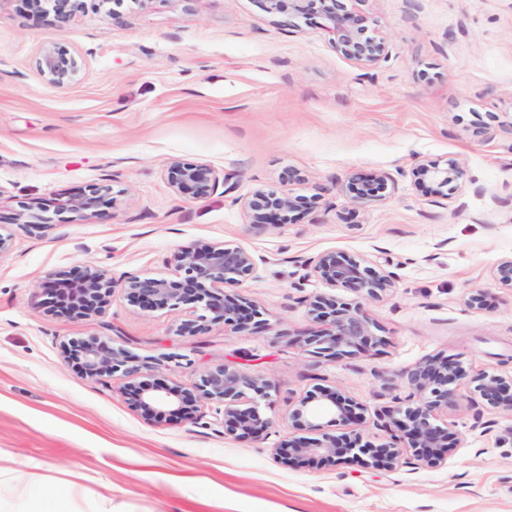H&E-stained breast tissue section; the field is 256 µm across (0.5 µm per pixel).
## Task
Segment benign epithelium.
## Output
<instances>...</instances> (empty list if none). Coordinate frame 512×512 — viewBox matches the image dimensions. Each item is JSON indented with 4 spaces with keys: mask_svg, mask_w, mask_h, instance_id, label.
<instances>
[{
    "mask_svg": "<svg viewBox=\"0 0 512 512\" xmlns=\"http://www.w3.org/2000/svg\"><path fill=\"white\" fill-rule=\"evenodd\" d=\"M269 9L280 11L285 5L304 15H314L322 20L321 29L330 36L336 51L364 64L380 60L385 44L366 36L365 27L353 5L361 0H268ZM42 77L50 84L59 85L74 80L80 72L79 61L67 57L56 49L42 51L38 63ZM412 174L420 181L428 180L436 186V192L464 181L465 170L450 160L440 167L434 163L419 162ZM167 181L176 193H190L195 199H203L225 185V177L206 163L173 161L167 167ZM382 179L362 180L352 186L356 203L380 200ZM101 188L90 193L68 197L58 204L61 210L85 211L95 216L93 208ZM315 204L312 199L294 196L288 191L256 192L244 203L249 224L254 229L266 230L275 221L286 220V214ZM181 274L175 279L156 278L147 274H124L118 278L108 276L107 271L87 264L79 277L77 288L81 291V312L87 317L105 313L110 297L119 290L133 305L143 308L162 309L180 303H199L204 314L199 320L222 323L235 329H243L247 321L258 315L250 309L245 297L228 293L226 285L241 286L258 279L257 265L253 256L242 246L231 242H218L205 250L183 249L177 255ZM310 273L328 286H350L364 292V299L374 300L393 286L395 273L385 268L373 269L361 262L333 251L308 259ZM310 314L316 319H330L328 327L312 335L309 344L318 353L331 359L358 350L378 341L372 323L364 312L363 304L339 305L336 299L325 294L314 297ZM197 320V321H199ZM195 320L182 323L181 331L193 334L198 328ZM84 373L91 378L110 376L122 372L130 379L140 372L131 365L132 355L123 349H114L103 342L93 340L82 343ZM465 371L458 363L440 355L422 358L404 372L409 388L405 399L383 414L381 427L389 433L390 441L375 450L371 463L393 467L404 456L427 465H437L448 459L453 443L448 427L439 423V414L448 408V399L461 395L460 380ZM269 384L230 365H222L204 371L195 390L179 386L166 391L151 390L128 382L134 406L147 416L161 418L176 413L186 420H193L197 412V398L220 403L224 406V430L232 435L249 436L272 427L273 421L262 411L260 400L267 398ZM472 399L480 400L492 408L512 411V379L482 371L469 383ZM325 403L321 407L309 406L302 399L289 413L294 422L318 428L321 412L336 416L345 424L358 419L359 406L353 400L336 391L324 392ZM359 436L339 438L325 434L316 442L296 440L288 444L287 463L296 464L318 459L326 465H336L342 459L343 449L358 448Z\"/></svg>",
    "mask_w": 512,
    "mask_h": 512,
    "instance_id": "7a95c632",
    "label": "benign epithelium"
}]
</instances>
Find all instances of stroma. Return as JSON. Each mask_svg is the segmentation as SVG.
Here are the masks:
<instances>
[{"mask_svg": "<svg viewBox=\"0 0 512 512\" xmlns=\"http://www.w3.org/2000/svg\"><path fill=\"white\" fill-rule=\"evenodd\" d=\"M385 55L373 65L336 52L312 17L265 0H83L67 21L50 3L0 0V512H512V412L476 425L467 397L442 419L447 463L410 457L393 468L345 455L327 467L274 458L289 440L358 432L378 447L379 415L408 390L425 356L467 374L512 376V287L493 276L512 257V0H362ZM76 57L78 77L47 83L44 48ZM456 160L466 177L448 196L411 174ZM202 162L226 190L195 200L172 191L169 162ZM386 181L356 204L359 177ZM100 188L96 216L60 200ZM317 197L285 223L251 229L255 191ZM48 217L18 225L24 207ZM219 241L255 258L240 292L258 311L245 329L204 323L200 304L145 309L115 294L103 317L57 308L47 273L70 286L83 267L176 278L178 252ZM336 250L397 276L363 301L332 288L306 261ZM485 305L469 308L471 289ZM364 302L377 344L337 360L314 353V296ZM98 339L126 349L151 387L192 386L223 364L269 380L257 438L226 434L217 405L158 420L133 408L121 376L90 379L62 353ZM363 406L358 424L288 413L324 391Z\"/></svg>", "mask_w": 512, "mask_h": 512, "instance_id": "obj_1", "label": "stroma"}]
</instances>
